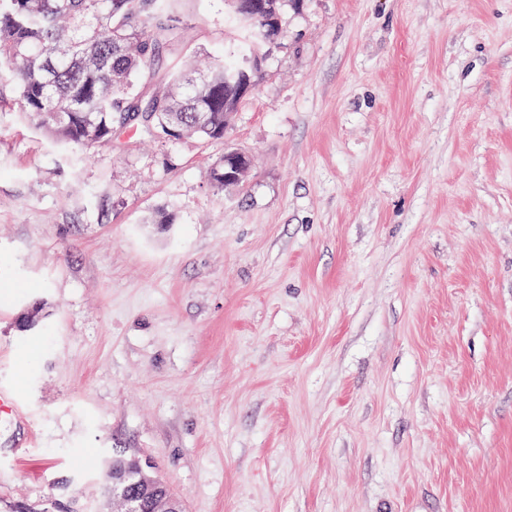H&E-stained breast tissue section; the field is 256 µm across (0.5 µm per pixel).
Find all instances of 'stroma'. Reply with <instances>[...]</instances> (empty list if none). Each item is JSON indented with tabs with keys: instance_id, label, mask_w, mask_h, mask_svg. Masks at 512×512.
<instances>
[{
	"instance_id": "1",
	"label": "stroma",
	"mask_w": 512,
	"mask_h": 512,
	"mask_svg": "<svg viewBox=\"0 0 512 512\" xmlns=\"http://www.w3.org/2000/svg\"><path fill=\"white\" fill-rule=\"evenodd\" d=\"M0 391V512H110L117 452L181 512H512V0L285 7L220 141L61 146L0 80ZM229 155H233V159L231 161L233 163L234 173L224 174V165L217 166L218 163L211 167L209 172L210 180L218 190H224V185L239 186L246 178L249 170V160L244 154L237 151L229 154L224 153V163L225 159H227Z\"/></svg>"
}]
</instances>
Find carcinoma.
<instances>
[{
  "label": "carcinoma",
  "mask_w": 512,
  "mask_h": 512,
  "mask_svg": "<svg viewBox=\"0 0 512 512\" xmlns=\"http://www.w3.org/2000/svg\"><path fill=\"white\" fill-rule=\"evenodd\" d=\"M178 0H0V65L20 110L54 141L86 150L118 130L168 127L181 137L224 139V113L254 86L240 82L265 54L262 32L282 21L286 0H263L241 22L235 48L208 68L193 66L175 11ZM178 57L157 72L160 45Z\"/></svg>",
  "instance_id": "obj_1"
}]
</instances>
